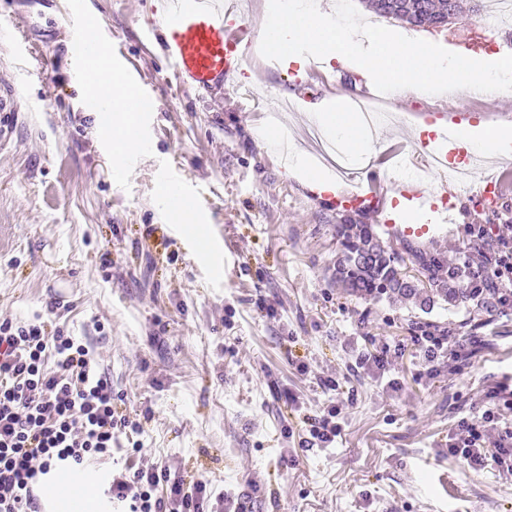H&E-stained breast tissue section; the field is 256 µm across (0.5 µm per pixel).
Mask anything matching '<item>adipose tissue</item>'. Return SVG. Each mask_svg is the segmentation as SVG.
Instances as JSON below:
<instances>
[{"instance_id":"1","label":"adipose tissue","mask_w":512,"mask_h":512,"mask_svg":"<svg viewBox=\"0 0 512 512\" xmlns=\"http://www.w3.org/2000/svg\"><path fill=\"white\" fill-rule=\"evenodd\" d=\"M111 86L112 97V162L121 164L131 143L138 141L139 128L135 123L136 112L144 108L133 93L120 80L114 79L111 71L99 68L87 77L90 95L100 93L103 86ZM318 118L321 128L334 139L336 150L342 159L355 162L377 158L380 143L371 135L356 113L331 106L322 107ZM460 140L465 147L489 157H497L512 151V133L492 128H463ZM89 479L76 469L54 470L48 485L49 496H56L60 486L84 489V496L62 502L63 512H101L103 502L97 492L88 491Z\"/></svg>"}]
</instances>
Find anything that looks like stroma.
<instances>
[{"label": "stroma", "mask_w": 512, "mask_h": 512, "mask_svg": "<svg viewBox=\"0 0 512 512\" xmlns=\"http://www.w3.org/2000/svg\"><path fill=\"white\" fill-rule=\"evenodd\" d=\"M157 0H0V91L16 112L0 139V320L62 330L92 349L99 372L140 422L145 462L214 493L256 485L254 512H512V482L448 455L457 420L512 376V315L470 302L363 300L334 276L336 226L372 223L333 207L292 170L273 141H311L291 122L271 131L280 101L296 111L347 107L363 77L322 63L326 84H299L308 64L273 67L252 40L248 82L197 93L162 58ZM368 23L494 61L512 37L491 36L474 13L441 29L376 16ZM94 34L156 108L143 113L136 149L120 166L100 130L109 115L84 95L73 34ZM454 95L393 103L389 138L454 111ZM177 182L199 218L177 223L161 195ZM479 175L458 199L452 234L431 251L459 262L468 224H512V187L481 204ZM419 323L457 328L478 352L456 373L422 377L410 336ZM402 344L383 377L359 352ZM307 372H299V365ZM335 380L328 388L327 380ZM339 403L340 437L300 445L309 418ZM292 437H284L283 428ZM291 465H284V458Z\"/></svg>", "instance_id": "1"}]
</instances>
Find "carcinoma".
Wrapping results in <instances>:
<instances>
[{"label": "carcinoma", "mask_w": 512, "mask_h": 512, "mask_svg": "<svg viewBox=\"0 0 512 512\" xmlns=\"http://www.w3.org/2000/svg\"><path fill=\"white\" fill-rule=\"evenodd\" d=\"M461 8V0H408L407 11L412 26H435L446 17L448 7ZM336 238L340 245L336 260V279L353 294L364 299L383 296L415 295L423 282L436 288L443 300L456 298L448 287L453 274L442 276L444 257L439 253H422L412 249L406 255L389 252L372 224H338Z\"/></svg>", "instance_id": "obj_1"}]
</instances>
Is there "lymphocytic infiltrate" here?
Listing matches in <instances>:
<instances>
[{
    "label": "lymphocytic infiltrate",
    "mask_w": 512,
    "mask_h": 512,
    "mask_svg": "<svg viewBox=\"0 0 512 512\" xmlns=\"http://www.w3.org/2000/svg\"><path fill=\"white\" fill-rule=\"evenodd\" d=\"M465 232L476 253L456 265L465 293L482 294L487 312L512 311V225L492 232L469 224ZM412 343L427 377L444 361L471 358L475 347L431 325L416 329ZM485 400V409L461 417L449 432L448 453L471 469L491 467L512 479V389L497 383ZM140 430L119 412L86 346L60 331L0 321V512H36L35 490L52 467L111 457L122 434ZM107 493L129 512H251L249 493L215 497L206 480L188 485L155 466L111 474Z\"/></svg>",
    "instance_id": "obj_1"
}]
</instances>
